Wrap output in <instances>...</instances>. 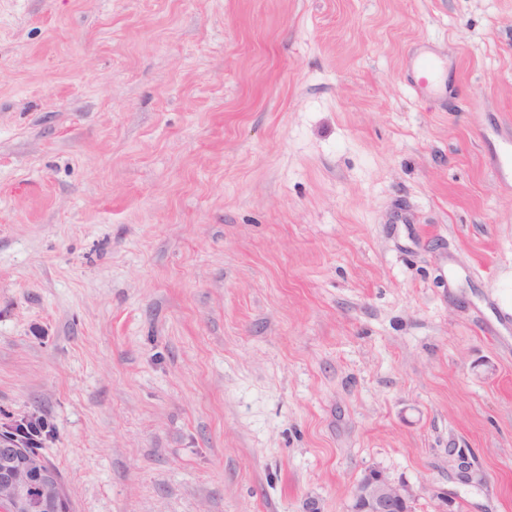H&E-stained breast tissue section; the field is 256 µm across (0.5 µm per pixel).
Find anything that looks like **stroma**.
<instances>
[{"instance_id": "1", "label": "stroma", "mask_w": 512, "mask_h": 512, "mask_svg": "<svg viewBox=\"0 0 512 512\" xmlns=\"http://www.w3.org/2000/svg\"><path fill=\"white\" fill-rule=\"evenodd\" d=\"M33 415L73 512H512V0H0ZM441 67L442 65L433 60H419L416 64V68L418 69L420 76L417 82L414 85H411L414 93L417 95L427 94V92L435 85ZM414 494L406 484L389 480L382 472L372 471L354 488L351 512H411Z\"/></svg>"}]
</instances>
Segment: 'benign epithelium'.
<instances>
[{
	"mask_svg": "<svg viewBox=\"0 0 512 512\" xmlns=\"http://www.w3.org/2000/svg\"><path fill=\"white\" fill-rule=\"evenodd\" d=\"M406 484L372 471L354 488L350 512H411ZM0 512H69L56 472L27 451L9 431H0Z\"/></svg>",
	"mask_w": 512,
	"mask_h": 512,
	"instance_id": "obj_1",
	"label": "benign epithelium"
}]
</instances>
